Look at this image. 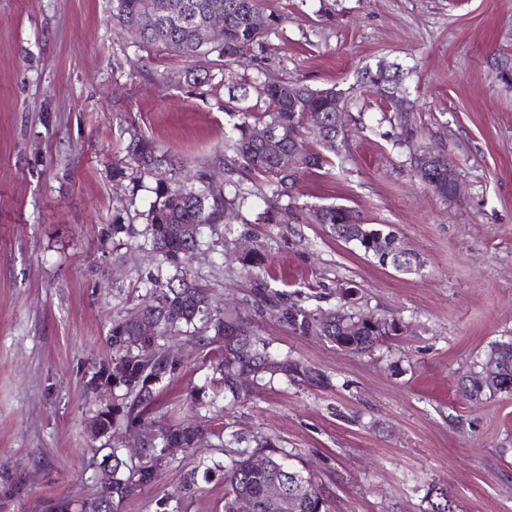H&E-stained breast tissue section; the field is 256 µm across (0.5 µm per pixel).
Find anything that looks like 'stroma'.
<instances>
[{"mask_svg":"<svg viewBox=\"0 0 512 512\" xmlns=\"http://www.w3.org/2000/svg\"><path fill=\"white\" fill-rule=\"evenodd\" d=\"M275 23L271 76L351 89L346 133L298 185L295 215L261 224L266 189L243 177L232 218L267 254L280 303L317 312L356 287L354 310L394 316L402 331L370 352H344L295 330L236 252L189 264L216 306L250 322L272 354L323 375L275 377L240 400L191 334L168 338L178 370L156 386L142 422L118 420L110 444L127 463L162 428L199 421L208 445L176 449L157 481L117 512H156L183 474L227 462L226 445L303 458L330 512H430L444 484L459 512H512V395L464 399L458 385L494 343L512 340V0H259ZM398 63L413 106L402 143L392 105L358 71ZM194 60L143 46L112 18V0H0V512H48L98 490L103 453L92 417L122 391L89 389L110 359L114 319L150 299L145 253L114 247L112 224L142 226L156 175L131 167V134L218 172L226 89L194 83ZM447 156L459 184L445 199L414 155ZM125 169L122 178L114 169ZM337 204L389 226L421 261L383 267L317 223Z\"/></svg>","mask_w":512,"mask_h":512,"instance_id":"35a3bbf8","label":"stroma"}]
</instances>
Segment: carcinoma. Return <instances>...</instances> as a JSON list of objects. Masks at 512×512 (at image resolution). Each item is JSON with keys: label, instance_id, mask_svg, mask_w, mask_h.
<instances>
[{"label": "carcinoma", "instance_id": "obj_1", "mask_svg": "<svg viewBox=\"0 0 512 512\" xmlns=\"http://www.w3.org/2000/svg\"><path fill=\"white\" fill-rule=\"evenodd\" d=\"M216 11L224 16V29L220 36L211 38L202 34V28ZM149 12L155 15L154 25L143 28L140 18ZM112 17L142 44L194 58L200 63L204 79L220 78L219 84L230 92L225 111L239 116V122L224 137V150L233 154L234 161L244 171L260 178L270 194L269 208L258 215V220L264 224L278 222V205L292 199L301 174L326 162L323 154L308 153L303 148L302 128L307 124L304 113L314 110L321 114V126L314 129V134L324 150L334 152L336 104L348 107L352 101L350 91L336 85L313 89L269 77L260 62L272 23L260 13L257 0H113ZM245 59L256 70L251 77L232 69ZM258 81L263 92L260 101L250 105L248 89ZM363 84L376 94L381 93L382 84L397 92L399 74L379 68L373 72L367 70ZM256 125L268 128L272 141L267 144L256 141L252 135ZM295 148L299 152L297 164L291 170L282 168V156ZM127 152L138 171L160 170L164 174L158 179L157 200L148 211L142 231L136 232L128 224L112 225V238L122 234L141 238L138 248L156 262L157 274L149 278L152 302L142 311L143 318L154 326V333L142 335L137 322L127 316L114 320L109 333L112 358L94 372L88 386L123 389L124 398L129 400L123 417L130 424L142 421V413L154 400L156 384L175 373L179 366L173 350L159 340L181 326L193 327L198 322L209 332L204 346L212 347L226 396L239 398L235 378L245 372L256 379L276 372L287 377L303 375L315 379L311 370L288 357L280 360L274 357L268 351V343L257 338L238 316L212 310L210 288L185 268L188 257L201 246L204 228L224 225L227 213L238 212L246 205L247 196L240 184L231 179L215 184L206 169L197 171L195 181L184 180L179 174L181 162L177 158L159 153L153 142L136 134L131 137ZM414 162L422 180L439 196H445L448 183L443 174L448 170V159L443 155L431 160L416 155ZM319 212L320 223L328 225L335 237L354 243L379 265L406 273L421 266L415 257L398 260L392 248L394 232L362 223L341 205L321 206ZM240 261L247 274H256V287L269 288L265 280L269 262L266 254L250 251ZM281 314L301 333L323 336L339 349L354 354L372 350L383 337L398 331L394 319L375 328L363 320V315L341 306L314 313L287 304L281 307ZM347 318L360 320L362 324L351 328L344 324ZM490 351L495 353V358H485L481 366L492 364L512 377V341L498 342ZM459 391L468 400H479L489 389L481 388L473 379L462 381ZM115 421L110 407L93 416L90 425L93 439L106 437ZM211 434L213 430L193 424L164 429L160 431V445L148 443L141 461L131 466L119 457L117 449H110L99 464V492L84 499L77 512H113L114 501L124 500L157 480L166 464L168 449L195 448ZM254 455L256 452L246 448L231 451L224 465L216 463L212 468H205L206 476L214 469L223 472L224 512H234L233 505L244 497L256 501V512H329L327 501L303 465L287 464L269 453L268 467L259 471L251 466ZM276 481L285 491L282 506L270 504L266 497L267 488ZM198 490V473L192 469L184 475L179 492L183 497H191ZM429 496L431 512H457L456 501L448 488L433 485Z\"/></svg>", "mask_w": 512, "mask_h": 512}]
</instances>
